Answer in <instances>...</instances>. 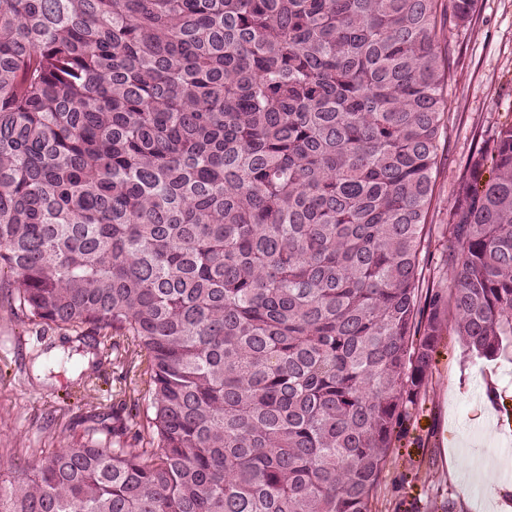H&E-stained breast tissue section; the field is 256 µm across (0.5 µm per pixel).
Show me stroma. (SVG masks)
Masks as SVG:
<instances>
[{
	"label": "stroma",
	"mask_w": 512,
	"mask_h": 512,
	"mask_svg": "<svg viewBox=\"0 0 512 512\" xmlns=\"http://www.w3.org/2000/svg\"><path fill=\"white\" fill-rule=\"evenodd\" d=\"M449 112L438 147L428 221L441 232L469 157L512 122V0H478L446 34ZM30 326L0 310V476L30 470L34 449L86 439L89 416L111 413L121 364L58 337L33 357ZM512 444V361L478 359L460 337L439 346L417 412L405 422L372 512H497L503 475L491 446Z\"/></svg>",
	"instance_id": "35a3bbf8"
}]
</instances>
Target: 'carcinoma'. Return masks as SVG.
<instances>
[{"label":"carcinoma","mask_w":512,"mask_h":512,"mask_svg":"<svg viewBox=\"0 0 512 512\" xmlns=\"http://www.w3.org/2000/svg\"><path fill=\"white\" fill-rule=\"evenodd\" d=\"M477 2L0 0V309L147 401L0 512H372L444 331L512 352V125L423 273Z\"/></svg>","instance_id":"cac0c4a2"}]
</instances>
